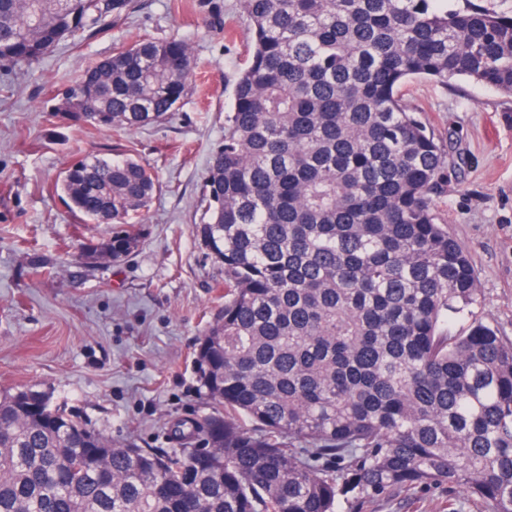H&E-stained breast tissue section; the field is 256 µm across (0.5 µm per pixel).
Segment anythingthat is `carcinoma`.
I'll use <instances>...</instances> for the list:
<instances>
[{
    "label": "carcinoma",
    "instance_id": "1",
    "mask_svg": "<svg viewBox=\"0 0 512 512\" xmlns=\"http://www.w3.org/2000/svg\"><path fill=\"white\" fill-rule=\"evenodd\" d=\"M131 0H0V62L29 66ZM248 60L203 185L200 236L224 309L197 349L222 411L182 447L117 444L39 392H0V512H344L427 485L512 512V341L451 315L478 276L435 198L447 155L403 101L415 78L512 95V16L473 0H240ZM185 39L137 40L86 68L56 115L158 123L187 93ZM61 197L123 224L161 186L139 160L70 163ZM138 234L86 244L118 262ZM248 419L253 431L240 425Z\"/></svg>",
    "mask_w": 512,
    "mask_h": 512
}]
</instances>
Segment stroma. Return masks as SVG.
<instances>
[{"instance_id": "1", "label": "stroma", "mask_w": 512, "mask_h": 512, "mask_svg": "<svg viewBox=\"0 0 512 512\" xmlns=\"http://www.w3.org/2000/svg\"><path fill=\"white\" fill-rule=\"evenodd\" d=\"M128 18L66 40L38 64H0V390L32 387L88 427L141 448H172L170 425L215 412L195 363L199 337L224 307V267L199 233L202 185L224 140L234 78L250 35L239 0H132ZM141 38H182L195 75L176 110L136 130H95L54 118L89 63ZM405 103L445 146L450 167L436 206L479 276L480 295L455 321L512 340V96L471 81L414 80ZM128 153L162 188L128 223L131 258L89 260L83 245L111 236L58 197L65 166ZM464 489L434 485L352 512H445Z\"/></svg>"}]
</instances>
